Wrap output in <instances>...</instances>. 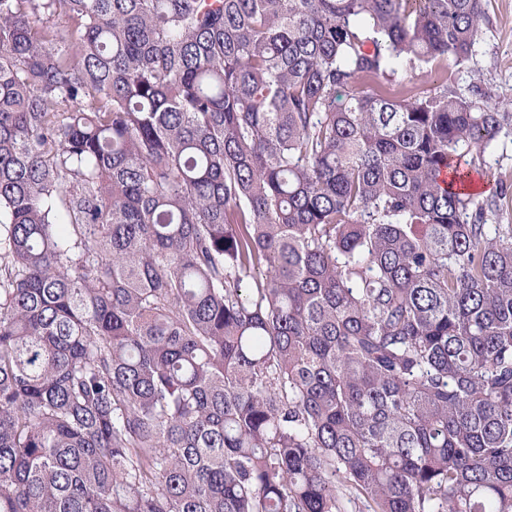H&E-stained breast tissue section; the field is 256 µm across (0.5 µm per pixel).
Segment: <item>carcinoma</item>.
<instances>
[{"instance_id":"carcinoma-1","label":"carcinoma","mask_w":512,"mask_h":512,"mask_svg":"<svg viewBox=\"0 0 512 512\" xmlns=\"http://www.w3.org/2000/svg\"><path fill=\"white\" fill-rule=\"evenodd\" d=\"M484 15L0 0V512H512Z\"/></svg>"}]
</instances>
